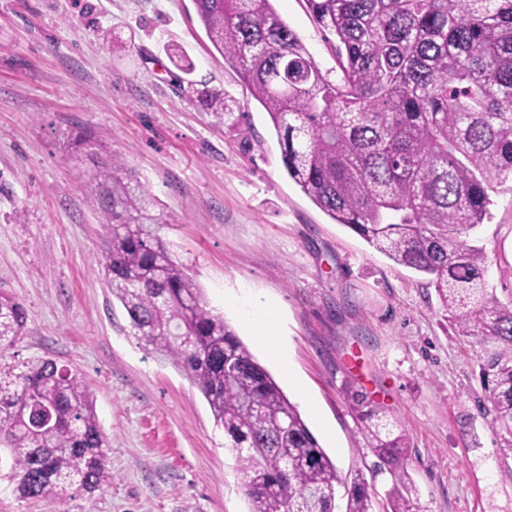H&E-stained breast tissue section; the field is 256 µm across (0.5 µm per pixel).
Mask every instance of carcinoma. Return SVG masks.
<instances>
[{
	"label": "carcinoma",
	"instance_id": "carcinoma-1",
	"mask_svg": "<svg viewBox=\"0 0 512 512\" xmlns=\"http://www.w3.org/2000/svg\"><path fill=\"white\" fill-rule=\"evenodd\" d=\"M274 0H193L213 47L276 131L288 177L335 223L399 265L430 276L448 322L500 351L495 422L512 432V301L489 291L471 244L490 191L512 181V0H306L336 37V80L322 74ZM93 193L107 229L103 269L122 331L180 367L207 401L244 475L250 512H371L364 481L347 484L296 406L242 343L158 234L138 176L112 163ZM27 313L0 290V350ZM395 482L389 512H420L397 422L363 413ZM0 447L22 499L64 508L112 479V440L87 384L52 358L0 372Z\"/></svg>",
	"mask_w": 512,
	"mask_h": 512
}]
</instances>
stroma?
I'll return each instance as SVG.
<instances>
[{
	"instance_id": "35a3bbf8",
	"label": "stroma",
	"mask_w": 512,
	"mask_h": 512,
	"mask_svg": "<svg viewBox=\"0 0 512 512\" xmlns=\"http://www.w3.org/2000/svg\"><path fill=\"white\" fill-rule=\"evenodd\" d=\"M275 7L335 76L336 38L305 0ZM203 87L218 102L198 97ZM115 159L148 188L161 238L209 308L340 474L365 479L372 512H388L392 477L352 407L358 391L406 429L421 512H512V435L480 374L496 344L457 334L428 276L335 223L289 179L267 113L210 43L193 0H0V289L27 312L0 369L52 358L77 370L112 440L110 484L76 494L68 512L250 510L203 396L119 329L92 202L98 168ZM491 200L475 243L507 303L512 183ZM271 309L287 373L258 339Z\"/></svg>"
}]
</instances>
